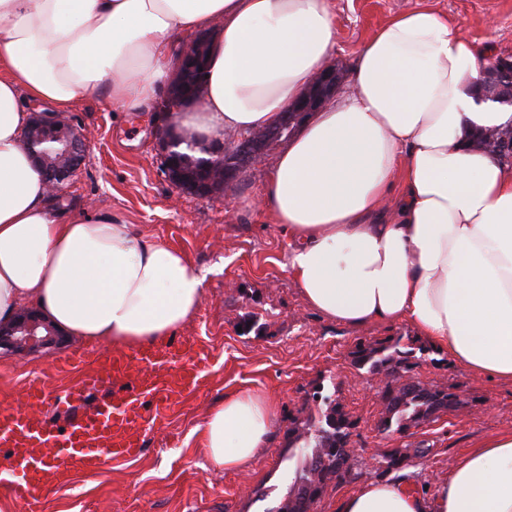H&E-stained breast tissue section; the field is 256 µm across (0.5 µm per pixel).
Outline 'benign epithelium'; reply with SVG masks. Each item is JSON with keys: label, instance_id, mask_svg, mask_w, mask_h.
I'll use <instances>...</instances> for the list:
<instances>
[{"label": "benign epithelium", "instance_id": "benign-epithelium-1", "mask_svg": "<svg viewBox=\"0 0 512 512\" xmlns=\"http://www.w3.org/2000/svg\"><path fill=\"white\" fill-rule=\"evenodd\" d=\"M208 42V35L198 34L182 53L181 68L201 77L199 69L204 67L202 49ZM339 75L332 64L325 66L312 86L301 98L290 105L284 112L282 120L275 126L254 134L242 135L236 140L229 152H224V141L214 140L205 146L204 153L209 158L200 164L199 174L193 183V194L212 197L216 195L217 183L229 184L244 168L257 163L268 147L291 136L294 127L310 113L317 111L336 91ZM480 101L491 102L498 109L512 112V59L498 58L483 68L477 83ZM189 95L187 89L171 86L161 102L162 113H175L181 108L175 103ZM63 123L67 131L54 137L60 144L58 153L63 163L49 168L44 164V156L39 146L42 144L40 131L54 128ZM28 150L39 160V170L51 191L59 190L81 166L86 153V133L75 128L70 120L60 114H39L34 116L30 130L24 135ZM491 151L502 157L512 158V131L500 130L491 136ZM163 173L167 180L176 187H181L184 175L179 153L174 148L179 141L165 133L160 135ZM61 340L60 333L45 318L33 311L19 312L15 322L10 326H0V347L5 346L19 350L35 351L39 348L55 345Z\"/></svg>", "mask_w": 512, "mask_h": 512}]
</instances>
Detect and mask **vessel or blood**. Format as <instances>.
I'll use <instances>...</instances> for the list:
<instances>
[{
  "label": "vessel or blood",
  "mask_w": 512,
  "mask_h": 512,
  "mask_svg": "<svg viewBox=\"0 0 512 512\" xmlns=\"http://www.w3.org/2000/svg\"><path fill=\"white\" fill-rule=\"evenodd\" d=\"M207 383L205 361L191 342L102 354L77 383L58 392L29 383L24 408L0 410V447L9 469L0 489L26 512H43L49 495L74 474L96 471L108 458L138 457L165 413ZM50 405L79 415L68 428L52 430L44 419Z\"/></svg>",
  "instance_id": "1"
}]
</instances>
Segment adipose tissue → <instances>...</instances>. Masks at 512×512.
Listing matches in <instances>:
<instances>
[{
    "label": "adipose tissue",
    "mask_w": 512,
    "mask_h": 512,
    "mask_svg": "<svg viewBox=\"0 0 512 512\" xmlns=\"http://www.w3.org/2000/svg\"><path fill=\"white\" fill-rule=\"evenodd\" d=\"M199 31L203 106L180 124L203 139L274 125L337 42L333 0H0V324L29 302L59 330L131 352L195 314L205 276L185 253L111 213L57 210L22 135L29 100L62 114L100 90L114 110H150L178 73V35ZM486 63L446 16L393 18L358 48L341 100L280 152L257 206L287 232L309 308L348 327L408 323L459 368L512 385V159L473 142L512 128V112L476 102ZM276 419L260 389L225 394L193 430L207 469L250 465ZM330 512H512V433L430 492L369 481Z\"/></svg>",
    "instance_id": "1"
}]
</instances>
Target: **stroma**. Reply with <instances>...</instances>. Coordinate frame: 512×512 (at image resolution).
<instances>
[{
  "label": "stroma",
  "instance_id": "35a3bbf8",
  "mask_svg": "<svg viewBox=\"0 0 512 512\" xmlns=\"http://www.w3.org/2000/svg\"><path fill=\"white\" fill-rule=\"evenodd\" d=\"M421 6L457 20L463 35L489 48L491 58L512 57V0H334L338 41L330 62L340 75L338 91L346 90L356 51L373 32ZM68 116L93 137L81 168L56 191L57 204L73 214L110 212L141 235L179 248L205 273L201 304L177 337L194 338L209 353V383L149 435L139 457L75 474L50 494L45 512H278L304 465L289 446L290 422L316 412L319 390L336 399L355 426L348 471L327 484L318 512L375 478L385 451L405 454L402 468L421 490L477 442L512 432V386L474 377L440 353L419 362L413 375L453 393L457 406L406 432H381L382 395L395 379L357 369L352 353L357 345L414 330L403 322L344 327L305 305L284 267L287 234L255 207L280 144L222 194L205 198L166 180L156 111L116 112L90 92L77 95ZM74 350L87 360L100 352L69 335L35 354L0 349V405L22 407L32 380L65 387L78 371L59 368L58 361ZM243 387L274 396L275 433L247 469L212 473L191 431L213 403ZM422 443L431 448L424 459L413 454Z\"/></svg>",
  "mask_w": 512,
  "mask_h": 512
}]
</instances>
